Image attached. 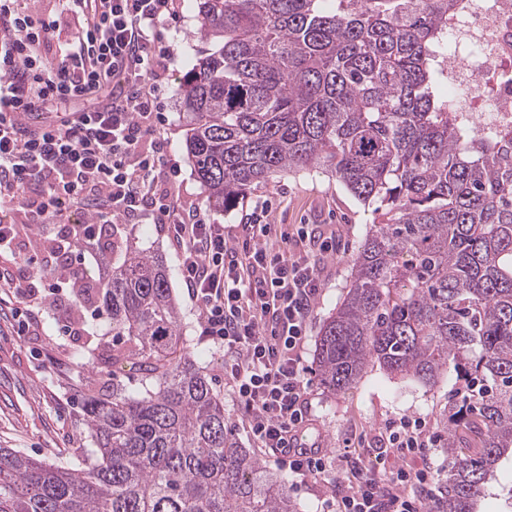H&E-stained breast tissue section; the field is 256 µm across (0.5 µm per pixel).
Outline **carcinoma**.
I'll list each match as a JSON object with an SVG mask.
<instances>
[{
  "label": "carcinoma",
  "instance_id": "carcinoma-1",
  "mask_svg": "<svg viewBox=\"0 0 512 512\" xmlns=\"http://www.w3.org/2000/svg\"><path fill=\"white\" fill-rule=\"evenodd\" d=\"M209 52L183 78L181 127L211 211L260 184L321 171L382 217L351 261L313 362L332 392L369 365L434 385L448 406V474L430 512H479L512 454V128L448 110V21L465 0H195ZM94 352L112 392L82 401L92 450L55 465L0 448V512H298L288 486L239 447L224 398L182 333L168 267L104 229ZM131 368L140 386L115 382Z\"/></svg>",
  "mask_w": 512,
  "mask_h": 512
}]
</instances>
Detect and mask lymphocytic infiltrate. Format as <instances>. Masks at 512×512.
<instances>
[{
    "label": "lymphocytic infiltrate",
    "instance_id": "1",
    "mask_svg": "<svg viewBox=\"0 0 512 512\" xmlns=\"http://www.w3.org/2000/svg\"><path fill=\"white\" fill-rule=\"evenodd\" d=\"M21 2L0 0V245L34 230L45 255L31 274L0 266V291L36 325L41 300L68 287L88 250L100 249L102 225H160L178 247L200 338L224 350L240 426L282 469L326 473L333 460L307 435L302 350L323 286L320 262L336 255L335 241L306 224L278 230L264 201L228 235L174 197L177 165L157 132L167 120L164 25L175 0H63L82 26L53 61V21ZM105 90L104 104L50 113ZM437 442L424 420L408 417L388 422L377 439L400 457L424 456ZM379 470L346 461L348 488L336 495V512H421L438 479L427 466L385 480Z\"/></svg>",
    "mask_w": 512,
    "mask_h": 512
}]
</instances>
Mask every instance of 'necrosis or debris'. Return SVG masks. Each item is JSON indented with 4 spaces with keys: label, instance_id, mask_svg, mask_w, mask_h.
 <instances>
[{
    "label": "necrosis or debris",
    "instance_id": "1",
    "mask_svg": "<svg viewBox=\"0 0 512 512\" xmlns=\"http://www.w3.org/2000/svg\"><path fill=\"white\" fill-rule=\"evenodd\" d=\"M448 30L464 47L448 57L454 111L481 127L512 126V0H467Z\"/></svg>",
    "mask_w": 512,
    "mask_h": 512
}]
</instances>
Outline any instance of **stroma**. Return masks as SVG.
I'll use <instances>...</instances> for the list:
<instances>
[{"label":"stroma","mask_w":512,"mask_h":512,"mask_svg":"<svg viewBox=\"0 0 512 512\" xmlns=\"http://www.w3.org/2000/svg\"><path fill=\"white\" fill-rule=\"evenodd\" d=\"M165 35L173 49L167 64L162 102L168 117L161 130L168 153L179 167L176 185L182 197L205 205L206 196L196 178L194 164L181 131L178 88L184 75L209 47L201 36L194 0H177V17L168 21ZM269 201V220L283 226L315 224L335 235L336 256L324 258L323 288L310 320L303 353L305 366H312L320 325L346 294L351 260L372 220L370 208L362 206L335 179L316 171H299L254 188L243 205L223 214H212L215 223L231 226L245 220L255 203ZM143 246L159 251L170 270L171 286L181 312L183 334L192 355L203 367L214 389L224 395V410L236 419L237 406L226 394L221 363L224 351L200 340L199 311L189 299L179 274V255L166 233L154 224L136 227ZM73 295L51 296L42 304V314L33 336L18 333L11 310L0 311V448H12L32 458L57 463L71 449L89 447L90 441L80 414L81 399L88 390H106L112 381L96 366H77L73 349L88 341L111 338L112 322L107 315L88 320L80 335L61 332L71 320ZM454 380L436 385L388 375L372 368L352 387L329 392L318 379H311L308 417L312 434L320 436L327 454L348 453L368 458L375 454L374 439L386 421L403 415L425 418L434 431L445 433L448 405L454 397ZM342 476L328 471L314 479L288 475V490L300 512H329L331 488ZM482 512H512V458L502 459L488 483L481 502Z\"/></svg>","instance_id":"1"}]
</instances>
